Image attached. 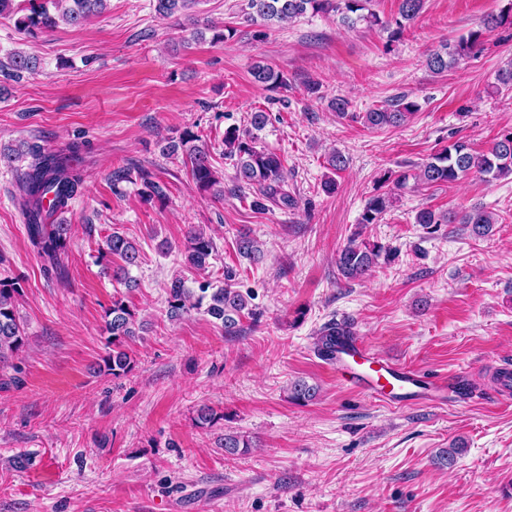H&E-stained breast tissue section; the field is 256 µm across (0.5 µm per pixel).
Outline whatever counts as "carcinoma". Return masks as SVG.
<instances>
[{
  "label": "carcinoma",
  "mask_w": 512,
  "mask_h": 512,
  "mask_svg": "<svg viewBox=\"0 0 512 512\" xmlns=\"http://www.w3.org/2000/svg\"><path fill=\"white\" fill-rule=\"evenodd\" d=\"M0 0V18L14 21L16 31L26 37L52 30L59 22L79 27L92 17L100 16L107 8L108 0ZM199 0H154L156 15L163 19L185 14L198 24L192 9ZM371 0H247L249 20L262 21L274 25L297 19L311 12L313 14L335 13L342 24L352 28L359 23L368 26H386V22L369 7ZM423 0H401L399 18L390 32V41L397 42L403 35L405 23L412 21L421 11ZM512 29V6L507 11L491 16L483 25L458 41L443 46L442 50L431 53L427 58L430 71L440 74L458 63L459 60L481 49L485 38L498 29ZM7 74L21 77L35 74L41 68L40 60L22 51H12L7 62L0 65ZM254 82L261 85L283 83L281 74L272 67L258 64L252 70ZM417 105L400 98L386 107L370 109L363 113V125L370 129L397 126L413 114ZM267 123L264 112H254L251 117L252 131L244 132L237 126L224 129V157L234 161L236 188L239 192L253 191L251 206L265 209L266 202L279 203L285 207L294 205L293 198L284 189V163L281 157L257 146V132ZM198 136L186 130L179 140H170L164 150L170 154L183 152L190 172L199 190L214 191V195H224V189H215L220 183L217 171L213 168L209 152L196 144ZM87 149V143L73 141L59 151L47 150L38 145H29L24 150L6 152L0 150V161L12 163L24 156L29 157L26 169L18 174L17 202L27 226L30 245L43 261L42 271L49 278H65L66 267L63 255L67 249L71 225L57 224L53 215L68 208L81 192L83 175L79 168L80 160ZM470 173H479L491 180L512 176V128L502 132L493 147L486 153L473 150L470 144L459 138L448 142V146L433 155L420 166L416 178L427 185L452 184ZM392 196L379 193L372 196L363 210L360 223L375 224L391 205ZM416 223L427 228L438 224H468L478 237L488 235L492 225L498 223L496 217L481 208H475L461 216L448 213L438 214L431 209H422L416 215ZM238 252L249 259L257 260L261 249L257 241L244 232L236 241ZM383 247L355 233L336 257V267L340 275L348 280L364 277L377 264ZM215 251L213 240L200 232H188L184 244V264L186 268L202 271ZM102 257H117L122 264L112 269V277L126 289L138 287L131 269L138 266L141 255L135 243L114 232L105 241ZM19 282L0 279V366L12 365V357L23 348L27 336L16 311V297L20 295ZM167 315L170 320L181 319L185 314L197 310L211 317L220 325L224 335H239L240 322L248 310L246 297L229 283L215 286L204 279L198 286L190 288L182 277L173 278L167 287ZM107 345L112 353L103 358L98 368L117 377L132 369V360L124 350L127 340L138 335L143 325L138 323L135 312L125 301L116 299L104 312ZM354 332L346 322H332L323 327L316 338L318 355L327 358L336 353L338 340L352 336ZM316 395V389L303 381L290 387V399L308 402ZM224 453L244 454L252 448V440L245 435L224 434Z\"/></svg>",
  "instance_id": "cac0c4a2"
}]
</instances>
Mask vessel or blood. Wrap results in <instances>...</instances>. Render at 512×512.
Returning <instances> with one entry per match:
<instances>
[{
  "label": "vessel or blood",
  "instance_id": "vessel-or-blood-1",
  "mask_svg": "<svg viewBox=\"0 0 512 512\" xmlns=\"http://www.w3.org/2000/svg\"><path fill=\"white\" fill-rule=\"evenodd\" d=\"M329 364L342 382L387 403L443 404L459 385L458 380L445 377L421 381L413 370L380 356L356 336Z\"/></svg>",
  "mask_w": 512,
  "mask_h": 512
}]
</instances>
